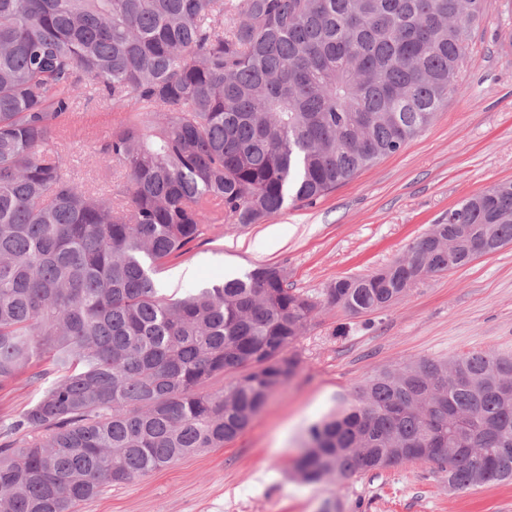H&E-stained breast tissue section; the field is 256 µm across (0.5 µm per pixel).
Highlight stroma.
<instances>
[{
    "mask_svg": "<svg viewBox=\"0 0 512 512\" xmlns=\"http://www.w3.org/2000/svg\"><path fill=\"white\" fill-rule=\"evenodd\" d=\"M459 83L428 128L315 204L247 227L208 225L160 271L166 293L276 264L290 288L317 297L338 278L402 256L464 198L512 180V0H485ZM66 154L76 181L111 188L112 169L97 161L93 140L73 132ZM291 350L299 371L235 440L106 487L78 512H512V482L453 492L447 475L425 461L341 485L331 477L305 483L293 470L309 428L336 414L375 372L422 357L512 353V244L419 283L382 312L353 317L320 308ZM47 367L33 362L0 389V417L36 398L28 375Z\"/></svg>",
    "mask_w": 512,
    "mask_h": 512,
    "instance_id": "stroma-1",
    "label": "stroma"
}]
</instances>
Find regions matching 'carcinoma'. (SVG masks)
<instances>
[{
	"label": "carcinoma",
	"instance_id": "1",
	"mask_svg": "<svg viewBox=\"0 0 512 512\" xmlns=\"http://www.w3.org/2000/svg\"><path fill=\"white\" fill-rule=\"evenodd\" d=\"M484 2L0 0V389L51 365L0 419V512H75L224 447L297 373L289 348L320 305L383 311L512 244L505 181L319 300L273 264L180 297L157 279L207 225L313 204L404 148L459 90ZM82 96L126 113L99 141L123 178L110 191L64 171ZM417 460L454 491L512 481L511 353L368 377L310 427L294 470L342 484ZM50 364L34 361L9 386L0 389V417H12L37 397L36 387L28 384V377L35 372L48 370Z\"/></svg>",
	"mask_w": 512,
	"mask_h": 512
}]
</instances>
